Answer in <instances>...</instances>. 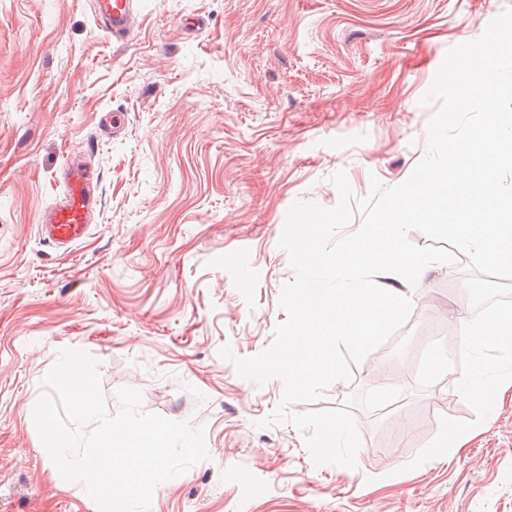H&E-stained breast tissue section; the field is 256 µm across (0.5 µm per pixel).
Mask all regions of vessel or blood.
<instances>
[{"label":"vessel or blood","mask_w":512,"mask_h":512,"mask_svg":"<svg viewBox=\"0 0 512 512\" xmlns=\"http://www.w3.org/2000/svg\"><path fill=\"white\" fill-rule=\"evenodd\" d=\"M95 16L116 41H128L138 27L135 0H92ZM63 192L40 216L39 231L54 248L68 252L88 236L98 207L97 176L81 159L62 172Z\"/></svg>","instance_id":"vessel-or-blood-1"}]
</instances>
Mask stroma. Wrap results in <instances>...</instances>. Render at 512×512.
<instances>
[{"instance_id":"1","label":"stroma","mask_w":512,"mask_h":512,"mask_svg":"<svg viewBox=\"0 0 512 512\" xmlns=\"http://www.w3.org/2000/svg\"><path fill=\"white\" fill-rule=\"evenodd\" d=\"M140 28L112 42L91 0H0V512H95L43 447L33 409L62 350L99 363L106 409L203 430L209 458L157 486L150 512H512V390L460 449L409 463L442 418L470 421L448 377L417 384L432 342L460 347L466 256L412 289L408 321L331 384L354 397L356 468L315 466L305 434L267 425L285 385L240 377L219 351L271 346L280 248L298 200L354 199L404 183L428 147L419 100L447 51L512 0H137ZM119 113L123 134L101 130ZM81 155L99 177L94 227L70 252L41 211ZM235 263H227V256ZM397 386L391 407L358 403ZM249 474L243 483L241 474Z\"/></svg>"}]
</instances>
